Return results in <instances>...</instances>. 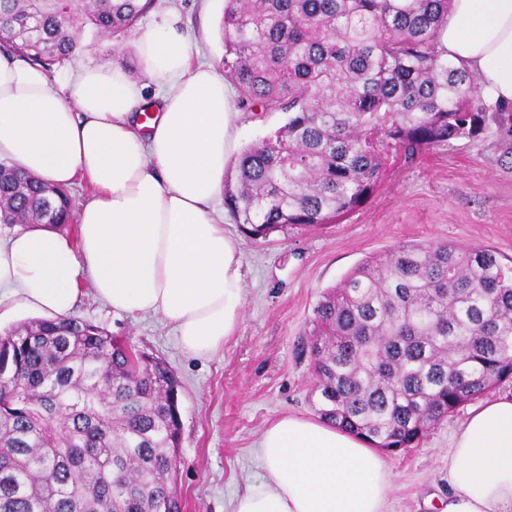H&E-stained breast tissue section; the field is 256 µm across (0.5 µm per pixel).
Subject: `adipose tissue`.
<instances>
[{
  "mask_svg": "<svg viewBox=\"0 0 512 512\" xmlns=\"http://www.w3.org/2000/svg\"><path fill=\"white\" fill-rule=\"evenodd\" d=\"M440 48L512 102V0H451ZM141 74L75 63L68 95L0 52V159L45 182L85 183L75 235L31 224L0 238V305L74 316L84 287L114 313L158 314L207 358L235 335L241 250L215 209L237 156L230 80L194 59L177 13L134 42ZM262 473L231 512H387L381 453L319 417L284 414L258 442ZM443 512H512V392L468 410L448 450Z\"/></svg>",
  "mask_w": 512,
  "mask_h": 512,
  "instance_id": "1",
  "label": "adipose tissue"
}]
</instances>
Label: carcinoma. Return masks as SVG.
<instances>
[{
	"label": "carcinoma",
	"mask_w": 512,
	"mask_h": 512,
	"mask_svg": "<svg viewBox=\"0 0 512 512\" xmlns=\"http://www.w3.org/2000/svg\"><path fill=\"white\" fill-rule=\"evenodd\" d=\"M450 0H225V76L246 112H282L237 157L224 209L265 238L323 224L407 158L507 112L437 41ZM154 0H0V45L47 71L80 34L122 40ZM66 187L0 161V224H71ZM320 417L385 451L415 448L465 402L512 379V268L484 247L400 243L368 256L314 309ZM179 381L73 317L0 336V512H180Z\"/></svg>",
	"instance_id": "carcinoma-1"
}]
</instances>
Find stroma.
I'll list each match as a JSON object with an SVG mask.
<instances>
[{
    "mask_svg": "<svg viewBox=\"0 0 512 512\" xmlns=\"http://www.w3.org/2000/svg\"><path fill=\"white\" fill-rule=\"evenodd\" d=\"M173 6L196 41L198 61L223 70L224 0H156L139 31ZM79 58L140 72L129 38L97 39ZM224 229L242 248L246 289L237 333L218 354L191 356L161 316L115 314L88 290L76 311L134 351L161 358L177 375L182 448L176 489L185 512H227L262 471L256 443L265 425L288 413L316 415L315 379L300 350L322 291L363 259L403 242L433 240L489 248L512 265V130L494 123L480 137L426 149L412 161L389 156L373 194L334 221L256 240L232 219ZM466 415L459 408L418 447L384 453L393 481L388 512H441L449 439Z\"/></svg>",
    "mask_w": 512,
    "mask_h": 512,
    "instance_id": "stroma-1",
    "label": "stroma"
}]
</instances>
